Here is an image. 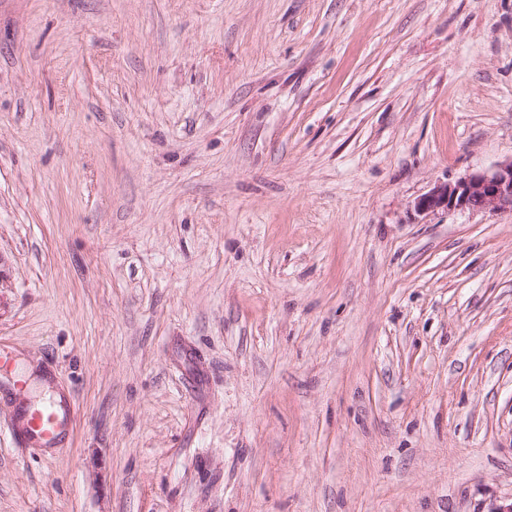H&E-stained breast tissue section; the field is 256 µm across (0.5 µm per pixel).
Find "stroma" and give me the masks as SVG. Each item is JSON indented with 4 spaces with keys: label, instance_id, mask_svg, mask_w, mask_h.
Listing matches in <instances>:
<instances>
[{
    "label": "stroma",
    "instance_id": "1",
    "mask_svg": "<svg viewBox=\"0 0 512 512\" xmlns=\"http://www.w3.org/2000/svg\"><path fill=\"white\" fill-rule=\"evenodd\" d=\"M512 0H0V512L512 500ZM421 213L512 212V158L487 172H475L455 182H441L415 201ZM61 405L59 401H49L42 407L26 408L16 404L15 419L10 432L20 446H47L61 431Z\"/></svg>",
    "mask_w": 512,
    "mask_h": 512
}]
</instances>
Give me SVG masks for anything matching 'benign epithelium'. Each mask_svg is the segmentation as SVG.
<instances>
[{"label":"benign epithelium","instance_id":"benign-epithelium-1","mask_svg":"<svg viewBox=\"0 0 512 512\" xmlns=\"http://www.w3.org/2000/svg\"><path fill=\"white\" fill-rule=\"evenodd\" d=\"M421 213L512 212V159L487 172H475L455 182H441L415 201Z\"/></svg>","mask_w":512,"mask_h":512}]
</instances>
